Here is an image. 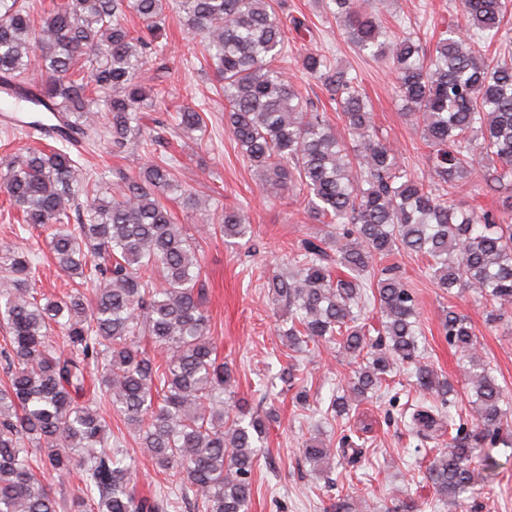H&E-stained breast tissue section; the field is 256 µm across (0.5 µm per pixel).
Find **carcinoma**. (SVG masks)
<instances>
[{
	"label": "carcinoma",
	"mask_w": 512,
	"mask_h": 512,
	"mask_svg": "<svg viewBox=\"0 0 512 512\" xmlns=\"http://www.w3.org/2000/svg\"><path fill=\"white\" fill-rule=\"evenodd\" d=\"M511 1L461 0L462 21L432 41L390 36L360 0H329L355 49L393 70L405 116L430 148L428 181L376 134L357 75L325 51L300 49L294 61L336 102L349 140L288 79L280 66L286 30L307 25L283 18L279 0L175 3L187 32L201 37L224 96V127L258 187L278 195L299 184L308 216L326 226L290 256L289 273L268 280L269 301L288 314L278 336L305 356L326 344L355 366L331 398L338 416L389 387L396 369L410 370L419 403L406 426L426 435L448 418V447L436 449L424 472L444 505L472 491L476 458L495 464L483 449L512 448V409L494 369L480 360L468 319L450 311L445 335L472 384L471 427L446 414L454 387L424 361L416 298L395 270L375 267L395 252L415 254L439 287L470 291L492 307L512 305V220L456 208L440 193L489 167L491 181L512 185V56L489 53L493 44L512 43L503 25ZM169 7L170 0H57L39 16L33 0H0V90L33 100L30 127L45 112L61 125L60 145L0 157V191L24 225L48 230L46 247L60 271L95 285L90 308L80 294L51 299L37 288L35 252L0 243V320L8 330L0 344L8 374L0 385V512H176L165 491L138 495L134 462L110 450L112 432L85 400L92 367L158 472L179 476L204 512H248L251 474L276 414L236 403L210 336L197 245L165 204L176 195L184 208L205 211L208 201L183 187L173 156L136 172L116 170L107 182L85 172L72 151L78 140L103 139L114 153L146 143L143 112L156 107L172 75L164 54ZM128 11L139 29L124 23ZM101 109L109 116L103 127ZM174 120L187 136L206 127L204 110L193 107L177 109ZM215 220L226 238L249 235L241 207H226ZM370 305L380 314L376 339L364 317ZM57 331L68 357L55 346ZM143 339L165 359L142 351ZM279 379L307 404L296 365ZM351 449L345 436L335 450L313 436L301 452L321 469ZM41 462L77 476L82 495L59 501L36 472Z\"/></svg>",
	"instance_id": "1"
}]
</instances>
